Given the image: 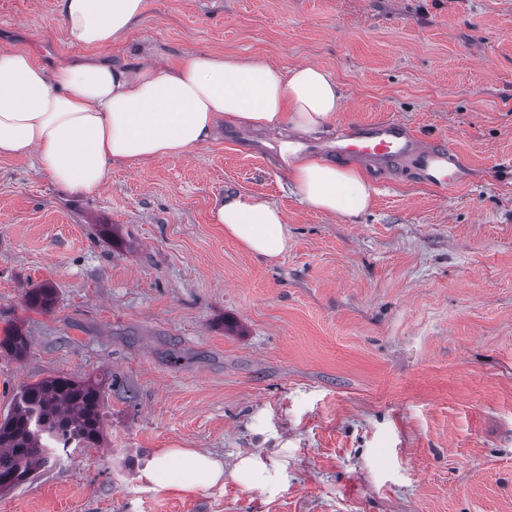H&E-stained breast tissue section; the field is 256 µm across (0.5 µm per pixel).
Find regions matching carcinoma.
<instances>
[{
	"label": "carcinoma",
	"instance_id": "obj_1",
	"mask_svg": "<svg viewBox=\"0 0 512 512\" xmlns=\"http://www.w3.org/2000/svg\"><path fill=\"white\" fill-rule=\"evenodd\" d=\"M30 306L46 309L53 289L34 288L26 293ZM28 348L26 337L12 329L0 338V351L16 356ZM104 381L56 376L24 386L12 409L0 419V491L27 481L55 458L49 444L62 440L86 447L103 439Z\"/></svg>",
	"mask_w": 512,
	"mask_h": 512
}]
</instances>
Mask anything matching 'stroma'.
Wrapping results in <instances>:
<instances>
[{
  "label": "stroma",
  "mask_w": 512,
  "mask_h": 512,
  "mask_svg": "<svg viewBox=\"0 0 512 512\" xmlns=\"http://www.w3.org/2000/svg\"><path fill=\"white\" fill-rule=\"evenodd\" d=\"M0 51L53 68L182 54L311 63L340 110L302 151L395 120L467 161L440 193L413 161L348 221L291 192L279 132L219 140L67 193L0 157V418L23 385L103 378L105 442L0 492V512H512V0H144L109 45L71 42L58 0H0ZM227 193L276 204L267 259L212 221ZM50 286L51 308L29 307ZM168 448L222 482L140 479ZM266 481L249 488L240 460ZM179 470L186 479H170L173 471ZM141 478L160 487H177L182 490L210 488L224 479V464L208 453L184 448L160 452L142 470Z\"/></svg>",
  "instance_id": "1"
}]
</instances>
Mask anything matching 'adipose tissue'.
I'll list each match as a JSON object with an SVG mask.
<instances>
[{
  "instance_id": "ef3b65f1",
  "label": "adipose tissue",
  "mask_w": 512,
  "mask_h": 512,
  "mask_svg": "<svg viewBox=\"0 0 512 512\" xmlns=\"http://www.w3.org/2000/svg\"><path fill=\"white\" fill-rule=\"evenodd\" d=\"M144 0H59L67 37L101 46L140 19ZM337 82L313 64L284 69L262 58L183 54L171 67L85 62L53 70L22 52H0V155L36 157L42 173L70 193H90L113 164L131 167L180 157L217 138L220 122L304 136L341 108ZM280 155L296 193L312 208L346 219L364 213L373 189L353 167L303 155L283 142ZM215 223L254 255L288 248L282 211L266 200L229 193L217 199ZM147 482L191 491L224 478L210 454L160 452L141 473Z\"/></svg>"
}]
</instances>
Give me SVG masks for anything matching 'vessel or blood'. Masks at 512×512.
Listing matches in <instances>:
<instances>
[{
	"label": "vessel or blood",
	"instance_id": "vessel-or-blood-1",
	"mask_svg": "<svg viewBox=\"0 0 512 512\" xmlns=\"http://www.w3.org/2000/svg\"><path fill=\"white\" fill-rule=\"evenodd\" d=\"M416 144L414 134L399 123L384 121L365 124L336 139L335 151L340 156H354L379 162H392L411 153ZM448 162V175L439 182L441 190L453 188L459 180L464 163L450 148L433 150L425 160L426 167Z\"/></svg>",
	"mask_w": 512,
	"mask_h": 512
}]
</instances>
